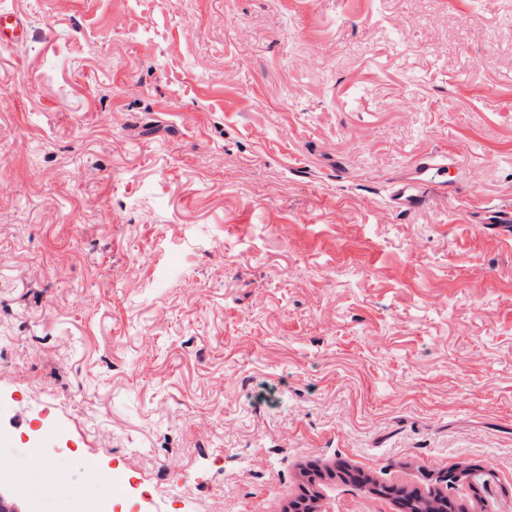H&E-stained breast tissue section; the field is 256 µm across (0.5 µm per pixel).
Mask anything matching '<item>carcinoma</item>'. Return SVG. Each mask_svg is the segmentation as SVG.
I'll list each match as a JSON object with an SVG mask.
<instances>
[{"label": "carcinoma", "instance_id": "cac0c4a2", "mask_svg": "<svg viewBox=\"0 0 512 512\" xmlns=\"http://www.w3.org/2000/svg\"><path fill=\"white\" fill-rule=\"evenodd\" d=\"M336 478L353 484L372 497L387 496L390 492V485L361 469L306 463L299 470V492L287 501L281 512H324L320 505L323 499L321 489L327 485V481ZM493 479L494 475L488 471H482L468 462H458L436 476L424 474L420 484L400 486V492L406 512H467L464 504L455 503L442 492L443 485L448 484L456 489L466 486L476 493Z\"/></svg>", "mask_w": 512, "mask_h": 512}]
</instances>
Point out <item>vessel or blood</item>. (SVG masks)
<instances>
[{
    "label": "vessel or blood",
    "instance_id": "1",
    "mask_svg": "<svg viewBox=\"0 0 512 512\" xmlns=\"http://www.w3.org/2000/svg\"><path fill=\"white\" fill-rule=\"evenodd\" d=\"M25 29V22L18 14L0 11V42L22 37ZM461 166L458 157L449 153L430 152L419 156L408 167L405 175L393 182L389 193L391 208L399 212H412L423 207L431 196L447 195L448 186L442 176ZM481 210L486 223L495 225L501 236H512L511 199L484 201Z\"/></svg>",
    "mask_w": 512,
    "mask_h": 512
}]
</instances>
